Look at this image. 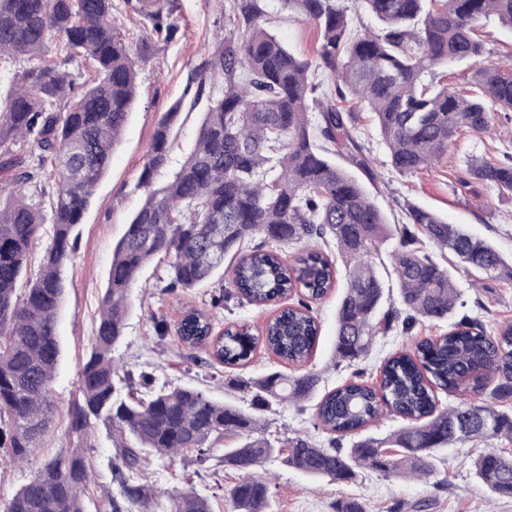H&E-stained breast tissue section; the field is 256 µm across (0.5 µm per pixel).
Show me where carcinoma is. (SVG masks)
<instances>
[{
    "label": "carcinoma",
    "instance_id": "1",
    "mask_svg": "<svg viewBox=\"0 0 512 512\" xmlns=\"http://www.w3.org/2000/svg\"><path fill=\"white\" fill-rule=\"evenodd\" d=\"M232 2L238 27L191 78L195 99H208L195 149L159 186L154 178L169 164L180 105L155 129L138 183L146 196L113 248L91 351L69 407L71 447L47 458L11 497L0 498V512H86L92 482L86 447L98 424L116 448L112 512H153L158 492L136 479L146 461L194 452L204 463L226 437L234 442L224 448V466L241 476L230 490L234 512H266L271 484L254 470L273 457L310 477L349 483L363 468L385 476L405 468L426 477L444 448L512 441V415L502 410L512 397V323L488 331L477 318L457 316L455 283L423 252V241L453 253L477 275L512 278V268L491 243L425 207L410 205L406 223H388L358 178L335 161L344 156L375 180L349 98L372 113L400 174L438 162L460 131L488 132L496 113L512 112V68L484 64L463 92L438 80L440 69L485 55L475 33L481 19L492 14L512 29V0H360L380 23L377 32L352 28L338 0H285L317 30L313 63L259 23L258 0ZM132 8L157 37L170 41L177 34L170 0H135ZM115 10L114 0H0V62L28 63L0 97V182L11 187L0 196V452L13 464L42 447L53 423L63 270L135 99L138 59L115 24ZM51 43L57 62L45 60ZM86 62L93 75L80 82L74 68ZM314 70L334 77L335 88L320 91ZM217 76L221 95L212 90ZM311 101L318 108L314 132ZM470 171L512 194L511 163H473ZM29 187L49 195L50 212L29 201ZM45 224L51 234L43 265L20 293L30 249ZM395 238L389 256L399 306L386 308L373 257ZM309 241L314 245L293 265L267 248ZM156 257L168 260L171 288L202 287L224 274L229 257L227 293L256 306L303 297L282 308L260 336L247 325L214 336L211 317L189 311L179 325L182 340L228 367L247 364L259 344L291 364L307 363L320 332L313 304L340 274L337 363L356 366L377 337L407 334L420 322H446L448 330L417 340L411 351L388 354L377 384L356 371L353 380L325 392L315 419L336 435L330 447L299 435L271 440L264 415L313 398L315 376L272 371L235 378L231 387L249 400L245 410L192 387L153 389L147 375L145 391L136 394L129 390L130 373L119 375L112 353L124 336L131 291ZM439 390L457 403L439 405ZM385 415L403 426L383 438L369 434ZM347 436L353 441L345 448ZM474 474L491 493L512 498V454L489 446L474 462ZM168 501L165 512H211L193 492L170 494Z\"/></svg>",
    "mask_w": 512,
    "mask_h": 512
}]
</instances>
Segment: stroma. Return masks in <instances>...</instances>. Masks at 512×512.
<instances>
[{
    "mask_svg": "<svg viewBox=\"0 0 512 512\" xmlns=\"http://www.w3.org/2000/svg\"><path fill=\"white\" fill-rule=\"evenodd\" d=\"M175 5L180 29L170 42L152 35L149 22L140 15L126 9L117 14V23L139 58L138 95L113 152L112 165L77 227V251L65 270L66 295L58 323L62 358L53 382L55 416L40 450L44 456L70 445L68 407L91 348L112 249L144 199L138 181L155 128L180 99L195 68L216 51L215 33L228 32L233 24L229 0H175ZM261 5V24L295 54L314 60L317 32L313 26L289 10L283 0H261ZM477 31L487 49L486 61L512 64L511 28L491 16L480 22ZM201 119L200 111L183 109L173 134L170 163L156 176V183L167 181L192 151ZM356 129L377 175L367 190L390 222H402L406 203L425 206L449 223L462 225L492 243L512 265V195L499 193L471 178L467 171L471 162L512 160V112L497 113L491 132H460L438 163L407 175L392 168L388 149L367 109H358ZM446 265L465 314L489 327L512 322V279L486 278L477 283L455 260H447ZM167 283L166 263L155 260L132 290L125 336L114 356L126 363L133 374L145 372L154 377L156 386L195 387L215 399L243 407L248 401L230 386V379L256 378L271 370L296 374L295 366L261 346L255 349L247 366L226 368L211 359L206 349L186 346L177 333L183 312L194 308L210 310L215 333H222L228 324L244 323L257 335L275 315V307L259 309L233 297L214 309L210 301L221 290L220 280H211L188 292L167 291ZM339 297V291H332L314 307L321 336L306 371L318 377L317 389L321 392L341 385L352 375L351 368L334 359ZM160 323L166 325V333L157 332ZM314 412L310 401L299 407L282 405L267 413V431L279 437L300 435L328 447L331 436L317 428ZM91 443L87 455L94 474L87 499L89 512H112V496L117 491L112 482L115 450L101 426L95 427ZM484 449V444L469 442L440 451L435 473L424 482L386 477L364 469L356 481L341 484L311 478L276 458L265 462L255 474L271 481L268 512H333L336 500L347 496L360 498L368 512H512V498L490 500L486 486L473 476V462ZM223 454V447L218 444L201 466L189 453L151 460L146 480L165 494L194 491L208 500L211 512H232L229 491L239 477L225 468Z\"/></svg>",
    "mask_w": 512,
    "mask_h": 512,
    "instance_id": "stroma-1",
    "label": "stroma"
}]
</instances>
